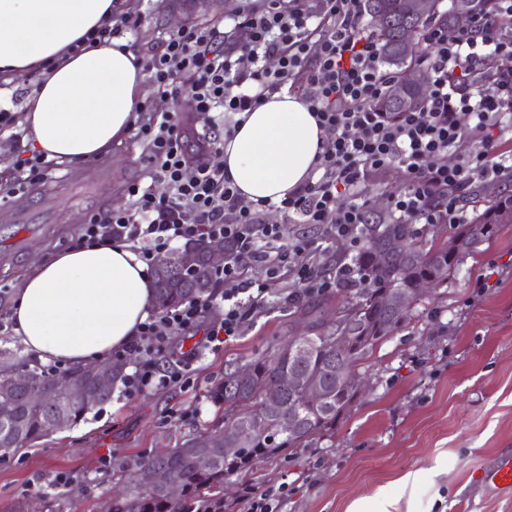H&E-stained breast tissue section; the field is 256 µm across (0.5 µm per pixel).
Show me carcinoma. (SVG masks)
<instances>
[{
  "label": "carcinoma",
  "mask_w": 512,
  "mask_h": 512,
  "mask_svg": "<svg viewBox=\"0 0 512 512\" xmlns=\"http://www.w3.org/2000/svg\"><path fill=\"white\" fill-rule=\"evenodd\" d=\"M472 0H451V6L440 10V0H433V9L425 17H410L400 10L399 0H390L389 17L386 24L375 27V37L381 46L382 63L399 71L402 67L418 61L417 50L406 52V45L413 43L411 35L432 24L440 27L456 26L458 13L470 12ZM502 209H512V194L500 196L484 209H475L467 224L449 225V237L459 239L463 246L450 253L448 246L440 241L428 242L412 224H399L397 228L407 231L412 246L419 251L422 260L418 263L392 262L384 267L379 265V250L376 247L379 228L383 223L363 224L359 229L361 246L351 259L350 265L360 274L361 283L354 292L336 300L335 312L357 310L361 312L364 325L374 328L386 322L385 335L410 324L411 315L392 318L386 313L385 299L396 290L405 291L417 287L420 280L432 278L436 284L448 281L466 255L478 245L494 238L499 231L497 213ZM156 281H165V286L154 289L152 306L156 313L168 310L192 299L202 298L211 293L209 288L197 286L199 280L210 282L209 269L192 277L176 278L170 274L160 275L155 268ZM312 328L314 336L308 342L306 358L290 360L286 353L294 345V337L281 340L273 351L257 355L249 360L251 376L240 380L234 370L224 373V380L213 385L208 391L211 403L222 406L233 400L241 407L240 421L264 419L269 412L264 405L262 394L267 389L279 393L281 406L279 415L283 418L298 417L302 432L296 434H253L242 439L246 452L224 457V449L210 448L208 453L214 458L210 468L200 467L195 457L183 454L175 448L171 451L154 454L128 466L125 471L129 491L112 499L110 512H224V481L233 477L244 478L284 451L299 448L314 436L336 427V420L352 404L350 395L336 387V372L340 369L355 370L374 346L383 340L374 336L363 341L356 334V342L336 345L324 341L330 331V321L318 317ZM296 371L304 376L316 375L326 385L328 401L313 405L306 399L299 387H288V372ZM14 376H20L29 384H39L56 390L64 384L80 378L79 370L65 369L49 372L37 365L0 352V382L5 383ZM67 412L66 427H76L85 421L94 405L78 401L64 402ZM24 430L20 438L14 440V449L32 446L37 440L54 432L50 409L46 406H24ZM162 467L177 479L183 488L178 499L168 498L162 491L142 488L138 485V475L146 468Z\"/></svg>",
  "instance_id": "cac0c4a2"
}]
</instances>
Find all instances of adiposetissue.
Wrapping results in <instances>:
<instances>
[{"mask_svg":"<svg viewBox=\"0 0 512 512\" xmlns=\"http://www.w3.org/2000/svg\"><path fill=\"white\" fill-rule=\"evenodd\" d=\"M117 7V0H0V106L10 107L16 78L38 73L23 122L46 159L88 161L133 128L144 69L128 38L68 51ZM240 118L224 144V172L246 199L280 203L306 181L324 130L304 99L284 90ZM153 293L147 266L129 244L73 247L33 265L10 320L24 354L84 367L137 339Z\"/></svg>","mask_w":512,"mask_h":512,"instance_id":"adipose-tissue-1","label":"adipose tissue"}]
</instances>
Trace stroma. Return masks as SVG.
I'll return each instance as SVG.
<instances>
[{
  "mask_svg": "<svg viewBox=\"0 0 512 512\" xmlns=\"http://www.w3.org/2000/svg\"><path fill=\"white\" fill-rule=\"evenodd\" d=\"M241 0H127L125 14L142 16L130 30L142 56L161 50L170 34L190 25L225 24ZM145 146L135 136L102 157L63 164V177L106 165L112 181L92 201L73 197L62 180L47 179L62 221L27 227L0 223V318L9 317L22 277L34 262L75 245L93 213L130 204V184L151 185ZM488 287L478 291V279ZM281 290L270 310L235 341L204 347L203 335L173 337L167 362L198 348L193 385L125 396L114 388L77 427L33 446L0 453V512L39 498L56 512H106L123 467L171 448L185 447L224 414L208 399L227 369L307 328ZM358 375L365 392L333 430L303 448L288 449L251 477V490L273 496L279 512H348L359 498L373 512H512V494H495L481 473L496 458L512 456V224L467 255L448 282L424 296L410 326L378 343ZM415 479L404 482L405 474ZM79 476L82 487L57 484Z\"/></svg>",
  "mask_w": 512,
  "mask_h": 512,
  "instance_id": "obj_1",
  "label": "stroma"
}]
</instances>
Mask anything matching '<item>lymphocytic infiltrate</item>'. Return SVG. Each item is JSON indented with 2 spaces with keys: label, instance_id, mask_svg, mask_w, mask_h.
Wrapping results in <instances>:
<instances>
[{
  "label": "lymphocytic infiltrate",
  "instance_id": "lymphocytic-infiltrate-1",
  "mask_svg": "<svg viewBox=\"0 0 512 512\" xmlns=\"http://www.w3.org/2000/svg\"><path fill=\"white\" fill-rule=\"evenodd\" d=\"M505 17L512 18V0H490L454 33L430 28L429 50L420 60L429 84L424 106L393 117L375 107L390 75L362 28L360 0H263L259 6L248 0L232 35L216 26L191 25L169 36L144 68L177 107L166 112L139 107L136 122L148 174L166 191L159 195L130 185L129 207L91 214L79 240L136 244L151 267L180 241L221 237L227 251L213 281L226 285L224 311L204 323L213 307L205 297L149 314L131 346L139 361L125 378V394L188 385L191 357L161 364L171 338L202 326L210 344H224L266 311L274 285L309 297L354 279L353 270L321 264L323 244L357 241L359 225L370 218L365 186L391 165L403 169L406 185L389 192V215L404 224L464 223L461 196L467 189L489 178H512L511 154L488 161L495 131L512 129V27L502 25ZM270 57L276 58V69L265 66ZM253 84L262 91H301L328 132L308 179L277 206L287 219L283 225L264 223L269 203L246 200L223 168L210 164L208 155L220 148L221 139L199 136L192 153L185 146L181 112L202 116L232 138L235 114L261 100L260 94H249ZM464 140L470 151L449 164V150ZM58 168L40 154L17 159L14 177L0 193L24 191ZM290 223L322 226L323 238L288 239ZM256 268L263 278H249Z\"/></svg>",
  "mask_w": 512,
  "mask_h": 512
}]
</instances>
